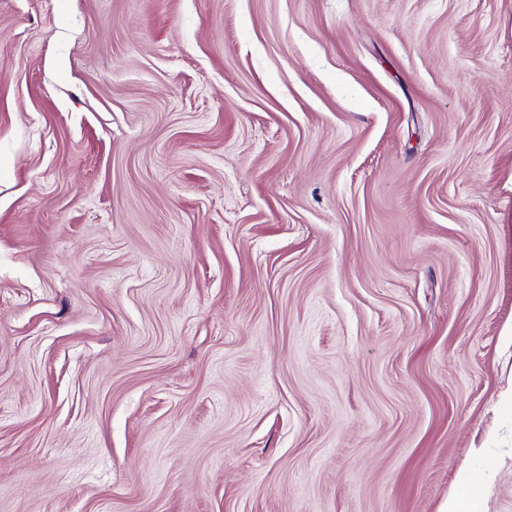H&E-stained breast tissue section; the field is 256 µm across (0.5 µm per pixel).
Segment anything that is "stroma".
<instances>
[{
    "instance_id": "1",
    "label": "stroma",
    "mask_w": 512,
    "mask_h": 512,
    "mask_svg": "<svg viewBox=\"0 0 512 512\" xmlns=\"http://www.w3.org/2000/svg\"><path fill=\"white\" fill-rule=\"evenodd\" d=\"M512 0H0V512H512ZM477 479L478 477L476 475L472 476L471 472L466 470L463 471L460 474L457 487L448 492V500L444 503L443 510L441 512L463 511V493L466 488H470L471 485L476 484Z\"/></svg>"
}]
</instances>
